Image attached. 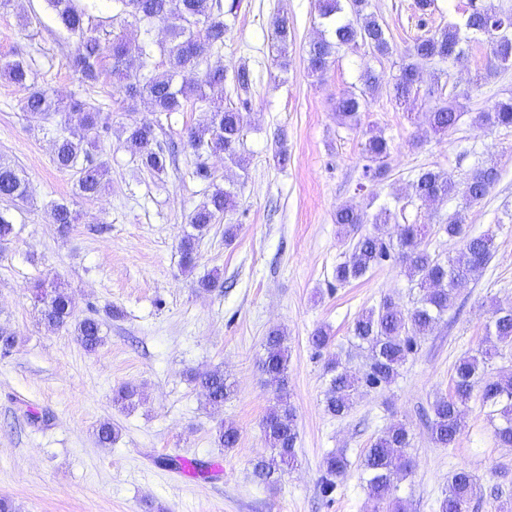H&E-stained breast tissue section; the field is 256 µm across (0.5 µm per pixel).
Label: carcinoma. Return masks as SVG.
Wrapping results in <instances>:
<instances>
[{
    "mask_svg": "<svg viewBox=\"0 0 512 512\" xmlns=\"http://www.w3.org/2000/svg\"><path fill=\"white\" fill-rule=\"evenodd\" d=\"M78 0H46L61 24L80 37V45L67 65L87 83L99 81L103 76L124 93L126 112L143 109L147 112L169 115L179 112L184 103L192 100L211 114L210 123L190 131L187 144L196 157L193 176L212 185L207 202L189 218L192 231L180 242L181 262L184 270L195 267L200 240L209 232L211 224L232 210L236 191L213 183L208 158L224 154V159L240 168L247 166L242 152L244 144L243 115L236 108L224 106L226 72L221 66L209 65L212 56L224 48L229 25L224 21L226 11L222 0H112V20L121 26L136 25L141 38L131 41L120 32L112 35L108 44L87 34L85 17L88 6L80 7ZM369 0H320L319 16L326 33L310 43L307 51V69L313 76L324 75L336 48L362 42L380 55L389 53L390 44L383 26L373 14L367 12ZM164 25L167 40L153 38L156 25ZM498 26L502 31L490 40L486 30ZM288 20L277 18L273 22L272 37L279 53L288 54ZM484 40L497 65H512V12L486 9L471 5L464 21L415 39L403 60L393 87L399 103L410 100L417 90L419 64L431 60L458 59L464 54L463 43ZM164 57L166 70L155 74L147 69L155 53ZM205 66L202 76L193 84L178 81L182 73ZM29 64L23 59L0 60V76L27 90L23 111L28 119L38 123L52 118L56 121L53 162L61 171L78 174L79 194L94 199L105 189L106 169L93 159L89 146L108 129L102 120L105 107L87 100L71 99L64 102L47 91L28 85ZM236 89L243 95L242 104H248L252 79L250 72L239 68L233 77ZM364 90L349 92L336 100V115L344 124L359 125L361 112L368 107L366 92L380 87V77L372 70L360 75ZM463 106L457 101L444 100L432 108L429 120L431 130L445 133L454 129L462 115ZM476 121L481 125L512 128V97L495 101L487 112H480ZM126 143L137 156L140 167L151 175L163 174L169 157L168 147L161 142L152 126L133 122L126 127ZM368 164L364 177L374 181L386 174L384 159L390 154L388 140L382 132H366L363 147ZM498 180V169L490 163L471 170L456 183L441 170L427 169L412 181L413 197L423 203L443 200L452 193L461 195L463 206L438 224V231L460 242L457 252L445 259L433 254L425 243L430 227L426 224H402L396 211L381 207L373 215L352 205L336 209L335 223L349 240L345 258L336 264L334 277L345 284L365 276L382 262L397 255L406 275L417 282L419 295L410 309L396 305L385 297L354 320L351 335L358 346L368 353L369 366L361 377L353 376L333 359L326 366L331 374L325 391L326 410L340 416L353 405L354 395L363 386H387L395 381L400 368L410 354L416 351L417 339L428 335L452 307L457 286L478 278L494 254V235L486 232L472 235L467 230L466 212L480 203ZM27 196V181L10 163L0 160V198L11 201ZM60 232L67 231L75 222V215L65 202L52 208ZM365 224L373 226L371 232H361ZM397 227V239H391L388 226ZM40 308L41 321L51 327L74 326L78 342L88 352L102 343L100 322L94 316L75 319V305L71 295L61 284L51 289L37 281L32 288ZM486 337L492 347L462 357L455 368L454 390L445 397L436 398L431 405L432 417L428 428L433 441L443 448L455 446L462 429V416L468 404L479 399L498 418L493 433L496 440L512 447V375L494 376L488 372L490 360L497 354V346L512 345V307H499L492 312L486 324ZM262 371L276 382L282 392L264 419V432L270 454L253 463L254 479L272 484L286 471L298 465L296 449L298 430L294 408L285 392L288 371V346L285 333L279 329L269 332L264 343ZM202 388L205 403L217 409L235 393L234 383L215 369L192 376ZM113 400L124 409L140 405L142 396L135 385H122ZM221 446L233 448L239 441V432L233 426L221 425L216 430ZM411 447V437L403 424L384 429L366 450L360 463L361 478L366 483L374 512H407L406 506L393 497L394 476L402 470L404 451ZM349 466L341 452L329 453L323 462L321 487L333 493L336 480ZM480 493L474 476L460 469L448 477V484L437 500L436 512H467L471 501Z\"/></svg>",
    "mask_w": 512,
    "mask_h": 512,
    "instance_id": "obj_1",
    "label": "carcinoma"
}]
</instances>
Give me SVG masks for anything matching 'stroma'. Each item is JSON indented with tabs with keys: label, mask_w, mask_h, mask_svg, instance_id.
Returning <instances> with one entry per match:
<instances>
[{
	"label": "stroma",
	"mask_w": 512,
	"mask_h": 512,
	"mask_svg": "<svg viewBox=\"0 0 512 512\" xmlns=\"http://www.w3.org/2000/svg\"><path fill=\"white\" fill-rule=\"evenodd\" d=\"M233 11L224 51L216 56L227 74L251 73L243 110L246 169L223 158L209 160L223 187L243 181L237 205L202 238L193 271L180 265L179 241L188 217L210 189L193 177L189 130L206 112L192 104L170 116L113 111L92 153L108 169V185L95 199L77 193V176L53 163L54 126L28 122L23 91L0 77V157L28 180L23 201L0 200L15 227L0 246V327L18 343L0 357V499L13 512H372L359 463L383 429L405 424L412 438L408 472L398 475L395 495L409 512H436V501L457 469L470 471L483 491L512 497V447L496 441L487 408L472 401L455 447L435 444L419 412L451 393L455 366L486 345L485 326L495 306H512V128L481 127L476 113L512 95V66L488 69L490 49L474 40L461 60L422 67L418 95L399 103L391 93L399 66L414 40L461 22L471 4L512 9V0H434L422 13L416 0H369L390 35L391 52L380 56L363 44L341 47L322 79L307 71L306 50L323 31L319 0H223ZM287 16L292 41L280 58L272 33L275 17ZM79 39L68 32L45 0H14L0 10V58H22L30 81L59 96L74 95L112 107L110 85L83 82L68 59ZM381 76L369 99L363 126L339 124L334 103L361 88V72ZM458 96L464 114L456 128L433 133L428 112L431 87ZM153 124L161 141L174 144L165 174L138 167L125 144L127 121ZM372 125L390 140L387 173L378 182L363 176L362 129ZM285 133L286 164L273 158L274 138ZM499 179L468 211L472 234L495 236L496 250L482 275L456 291L448 313L418 341L395 382L361 390L349 412L324 409L326 364L338 358L356 375L367 369L365 350L354 346L350 326L384 297L402 308L418 296L404 268L391 260L363 278L337 284L333 270L347 241L333 220L337 207L352 204L374 213L402 209L405 223L430 224L462 204L451 197L431 205L411 195L415 175L437 168L454 180L487 159ZM68 203L79 220L57 230L51 205ZM232 238H225L226 226ZM219 274L221 287L199 281ZM54 280L74 296L77 318L102 323L104 341L86 351L73 331L39 321L34 281ZM282 329L289 350L288 392L298 424L299 466L272 486L252 477L254 460L268 451L263 422L276 387L259 368L263 342ZM327 329L332 343L315 350L309 338ZM221 369L236 385L220 409L205 404L193 374ZM139 386V407L115 406V390ZM112 422L119 436L110 447L95 429ZM237 428L239 441L224 448L219 424ZM343 451L346 474L332 496L320 484L323 461ZM190 457L197 474L180 473Z\"/></svg>",
	"instance_id": "stroma-1"
}]
</instances>
